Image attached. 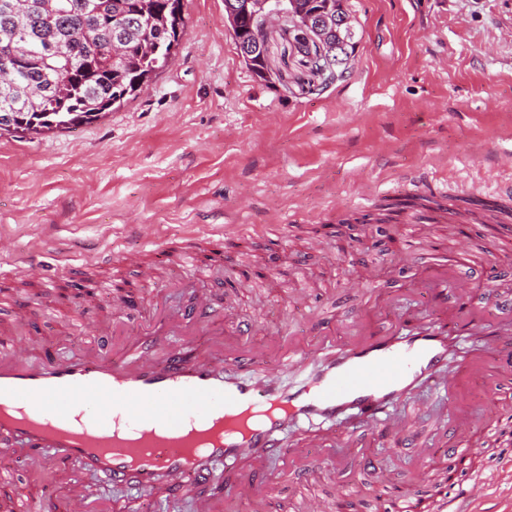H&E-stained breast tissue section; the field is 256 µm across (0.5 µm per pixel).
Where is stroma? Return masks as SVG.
<instances>
[{
	"label": "stroma",
	"instance_id": "1",
	"mask_svg": "<svg viewBox=\"0 0 512 512\" xmlns=\"http://www.w3.org/2000/svg\"><path fill=\"white\" fill-rule=\"evenodd\" d=\"M357 46L346 77L323 83L279 27L268 33L272 83L258 81L224 28V0H183L186 35L169 65L135 99L89 124L0 135V341L24 338L32 358L111 351L112 329L147 332L157 314L220 296L224 332L256 324L259 340L333 337L360 311L390 325L393 303H416L422 273L454 265L480 292L476 326L502 319L488 296H512V234L458 224L445 206L482 197L512 206V0H346ZM482 152V162L472 155ZM424 196L438 210L401 211L390 236L376 232L380 204ZM237 224L251 233L234 232ZM222 260L200 269L209 240ZM36 258L43 275L20 271ZM152 269L144 280L143 269ZM370 275L356 292L345 276ZM210 332L188 337L207 352ZM482 375L493 429L456 438L463 395L420 388L400 410L407 448L362 454L332 446L325 425L300 438L330 445L317 473L285 456L269 477L279 492L263 507L290 512L304 496L341 497V512H389L392 500L431 497L429 476L465 463L493 476L512 462V381ZM482 457H463L467 441ZM391 474L382 482L380 470ZM58 491L81 488L109 512H197L206 486L178 496L109 486L74 468L47 470Z\"/></svg>",
	"mask_w": 512,
	"mask_h": 512
}]
</instances>
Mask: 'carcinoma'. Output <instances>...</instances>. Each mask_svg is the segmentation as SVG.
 I'll list each match as a JSON object with an SVG mask.
<instances>
[{"label":"carcinoma","instance_id":"carcinoma-1","mask_svg":"<svg viewBox=\"0 0 512 512\" xmlns=\"http://www.w3.org/2000/svg\"><path fill=\"white\" fill-rule=\"evenodd\" d=\"M138 25L114 60L112 20ZM183 0H0V71L11 67L16 86L0 82V113L15 133L72 129L91 123L140 93L149 71L168 66L167 41L185 36ZM20 46V56L4 55Z\"/></svg>","mask_w":512,"mask_h":512}]
</instances>
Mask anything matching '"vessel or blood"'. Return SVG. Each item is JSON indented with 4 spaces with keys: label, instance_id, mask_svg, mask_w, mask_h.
<instances>
[{
    "label": "vessel or blood",
    "instance_id": "obj_1",
    "mask_svg": "<svg viewBox=\"0 0 512 512\" xmlns=\"http://www.w3.org/2000/svg\"><path fill=\"white\" fill-rule=\"evenodd\" d=\"M461 280L441 278L426 290L423 312H400L388 330L367 323L360 337L335 344L289 348L270 359L262 347L247 357L205 356L177 342L167 321H156L150 344L127 337L113 353L92 358L42 357L13 340L0 348V464L21 454L39 477L46 460L77 465L104 483L149 489L186 482L211 484L215 495L244 501L267 484L266 465L285 456L302 424H328L343 438L356 431L376 440L405 433L394 407L415 387L448 391L474 361L496 352L498 372L512 379V311L496 335L476 336L467 356L454 359L471 297ZM224 311L222 300L198 296L192 320L203 326ZM315 366L290 386L291 370ZM229 366L246 367L231 376ZM137 402L148 419L128 415ZM223 480H216V473ZM491 479L476 476L453 501L433 499L431 512H479ZM40 512H86L83 495L42 487Z\"/></svg>",
    "mask_w": 512,
    "mask_h": 512
}]
</instances>
